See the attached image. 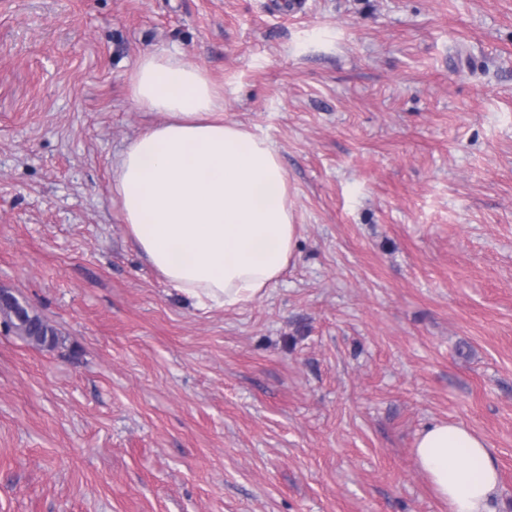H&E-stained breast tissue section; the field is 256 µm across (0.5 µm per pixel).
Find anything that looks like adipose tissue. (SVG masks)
Segmentation results:
<instances>
[{"instance_id": "1", "label": "adipose tissue", "mask_w": 512, "mask_h": 512, "mask_svg": "<svg viewBox=\"0 0 512 512\" xmlns=\"http://www.w3.org/2000/svg\"><path fill=\"white\" fill-rule=\"evenodd\" d=\"M135 104L165 114L123 151L112 181L129 232L178 291L227 307L253 301L294 256L286 172L268 139L224 119L204 68L165 51L141 57ZM415 455L448 512H490L493 449L462 425L425 428Z\"/></svg>"}]
</instances>
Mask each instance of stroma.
Instances as JSON below:
<instances>
[{"label":"stroma","instance_id":"obj_1","mask_svg":"<svg viewBox=\"0 0 512 512\" xmlns=\"http://www.w3.org/2000/svg\"><path fill=\"white\" fill-rule=\"evenodd\" d=\"M167 50L286 171L294 259L198 306L110 190ZM0 512H448L432 422L512 512V0H0ZM13 306L2 305L0 303V314L3 316V325L9 330H13L29 343L35 346H43L45 344H55L57 334L52 326L45 322L39 315L31 313L25 306V319L17 320L13 313L14 306H21L19 300L11 295ZM415 455L448 512H491L499 484L492 448L462 425L438 422L420 435Z\"/></svg>","mask_w":512,"mask_h":512}]
</instances>
